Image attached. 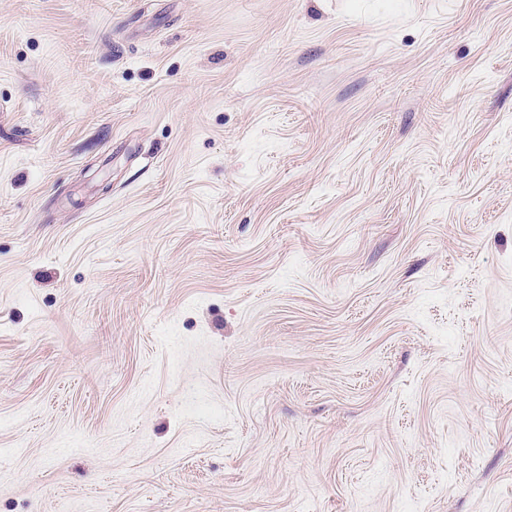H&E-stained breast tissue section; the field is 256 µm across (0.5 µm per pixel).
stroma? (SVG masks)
Returning <instances> with one entry per match:
<instances>
[{"label": "stroma", "instance_id": "1", "mask_svg": "<svg viewBox=\"0 0 512 512\" xmlns=\"http://www.w3.org/2000/svg\"><path fill=\"white\" fill-rule=\"evenodd\" d=\"M0 512H512V0H0Z\"/></svg>", "mask_w": 512, "mask_h": 512}]
</instances>
